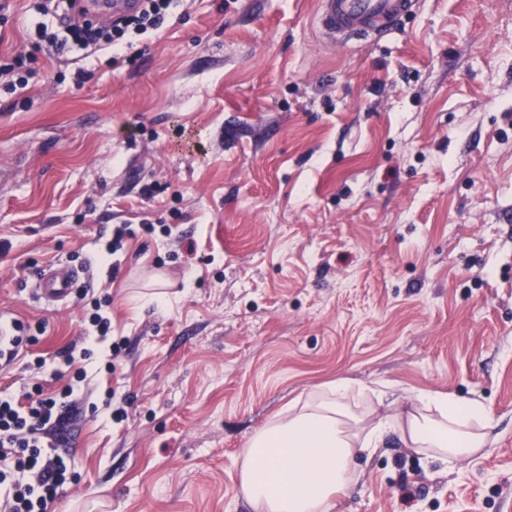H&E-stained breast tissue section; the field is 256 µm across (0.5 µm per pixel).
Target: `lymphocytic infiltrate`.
<instances>
[{"mask_svg":"<svg viewBox=\"0 0 512 512\" xmlns=\"http://www.w3.org/2000/svg\"><path fill=\"white\" fill-rule=\"evenodd\" d=\"M173 0H140L139 7L107 27L96 28L75 12L76 0H36L33 25L52 52L73 49L121 48L126 34L161 27ZM72 351L63 364L75 369V381L60 391L28 404L0 395V512H55L72 478L70 452L49 447V437H61L75 413L73 396L84 382L85 369L75 368Z\"/></svg>","mask_w":512,"mask_h":512,"instance_id":"obj_1","label":"lymphocytic infiltrate"}]
</instances>
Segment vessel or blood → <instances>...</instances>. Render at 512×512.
<instances>
[{"mask_svg":"<svg viewBox=\"0 0 512 512\" xmlns=\"http://www.w3.org/2000/svg\"><path fill=\"white\" fill-rule=\"evenodd\" d=\"M412 0H317L313 21L332 44L366 40L395 28L410 12ZM81 280L80 270L55 265L40 271L35 283L39 298L63 301ZM19 355L13 323L0 315V369L10 367Z\"/></svg>","mask_w":512,"mask_h":512,"instance_id":"b4317fda","label":"vessel or blood"}]
</instances>
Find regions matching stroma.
<instances>
[{
  "instance_id": "35a3bbf8",
  "label": "stroma",
  "mask_w": 512,
  "mask_h": 512,
  "mask_svg": "<svg viewBox=\"0 0 512 512\" xmlns=\"http://www.w3.org/2000/svg\"><path fill=\"white\" fill-rule=\"evenodd\" d=\"M314 2L175 0L85 57L0 0V57L34 69L0 87V312L37 338L0 391L69 383L94 299L121 346L78 389L58 512H254L241 450L341 377L383 412L477 398L494 427L446 462L388 436L333 512H512V0H413L333 48ZM51 263L85 293L36 302Z\"/></svg>"
}]
</instances>
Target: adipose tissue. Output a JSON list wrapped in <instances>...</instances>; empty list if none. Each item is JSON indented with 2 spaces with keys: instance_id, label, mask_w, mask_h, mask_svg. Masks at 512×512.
Masks as SVG:
<instances>
[{
  "instance_id": "obj_1",
  "label": "adipose tissue",
  "mask_w": 512,
  "mask_h": 512,
  "mask_svg": "<svg viewBox=\"0 0 512 512\" xmlns=\"http://www.w3.org/2000/svg\"><path fill=\"white\" fill-rule=\"evenodd\" d=\"M492 416L478 399L422 392L405 410L376 415L365 387L347 379L302 393L239 457L240 491L254 512H332L356 479V459L399 434L416 452L466 458L485 445Z\"/></svg>"
}]
</instances>
